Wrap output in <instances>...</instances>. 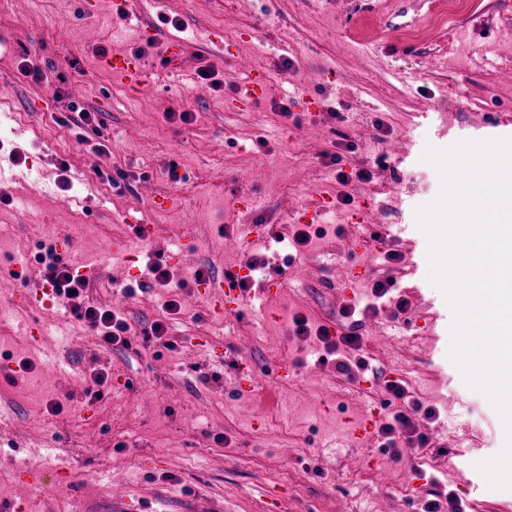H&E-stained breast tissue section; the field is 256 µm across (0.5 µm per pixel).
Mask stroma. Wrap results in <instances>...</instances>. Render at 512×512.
Returning a JSON list of instances; mask_svg holds the SVG:
<instances>
[{"mask_svg": "<svg viewBox=\"0 0 512 512\" xmlns=\"http://www.w3.org/2000/svg\"><path fill=\"white\" fill-rule=\"evenodd\" d=\"M94 2L79 15L73 0H0V89L20 119L0 134V228L11 236L0 265L28 256L22 275L0 277V304L15 321L56 325L70 362L58 370L30 337L0 331L12 367L0 382V500L27 512H267L271 497L280 512H420L451 490L466 512H512V490L468 493L476 462L501 451L505 432L448 358L452 314L427 279L414 215L440 188L421 160L425 146L472 138L485 112L512 121V0H467L455 26L432 28L439 0H132L124 12L114 0ZM142 24L154 37L138 36ZM423 26L426 37H410ZM211 30L223 48L206 46ZM182 38L188 47L169 58ZM115 54L153 68L130 85L105 65ZM242 59L263 87L248 106L237 100ZM25 60L40 79L22 74ZM203 68L216 84L199 79ZM73 101L96 123L78 129ZM99 142L107 154L94 153ZM336 151L337 167L327 159ZM173 162L178 184L168 177ZM340 169L348 185L337 183ZM120 171L128 179L117 187ZM213 182L224 199L261 198L250 221L269 236L241 250L237 211L205 208ZM343 192L350 203L339 201ZM313 199L329 203L318 222L325 234L293 246L290 213ZM369 209L387 229L381 238L361 220ZM139 224L150 225L152 245L112 252ZM32 226L44 227L63 261L100 258L90 298L124 314L128 346L104 344L59 305L25 301L44 276ZM159 256L183 287L123 295ZM202 267L273 286L218 312L194 281ZM385 279L392 302L342 318L346 301L367 302ZM173 299L176 314L166 309ZM297 313L361 337L383 324L391 339L384 350L361 349L367 371L346 378L321 363L315 338L295 333ZM155 322L166 325L165 341L146 337ZM94 370L111 383L91 403L84 388ZM392 379L438 413L414 417L430 447L397 457L355 434L359 421L401 410L388 398ZM53 400L61 412L48 411ZM46 454L58 460L57 480L24 482Z\"/></svg>", "mask_w": 512, "mask_h": 512, "instance_id": "35a3bbf8", "label": "stroma"}]
</instances>
